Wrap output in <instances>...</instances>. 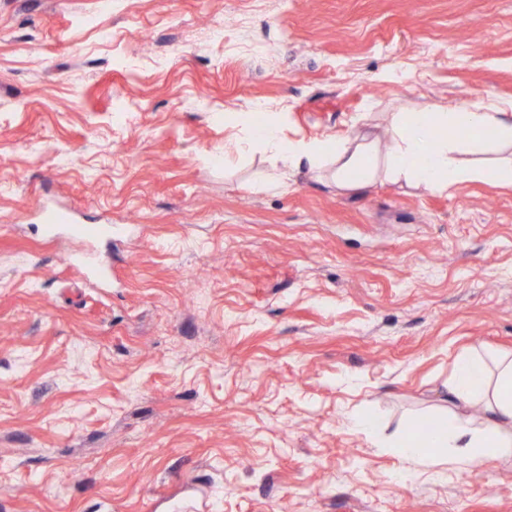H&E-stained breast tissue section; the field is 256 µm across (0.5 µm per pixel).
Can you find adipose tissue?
I'll return each instance as SVG.
<instances>
[{"instance_id": "ef3b65f1", "label": "adipose tissue", "mask_w": 512, "mask_h": 512, "mask_svg": "<svg viewBox=\"0 0 512 512\" xmlns=\"http://www.w3.org/2000/svg\"><path fill=\"white\" fill-rule=\"evenodd\" d=\"M388 151L363 119H356L349 135L341 138L283 139L276 112L265 110L261 128L246 130L236 150L255 147L270 156L272 172L263 182L268 191H287L301 167L326 173L343 192L368 188L378 180L406 182L429 191L444 192L468 180H493L512 184V102L487 100L479 107L439 100L416 111L394 109L387 115ZM448 128L466 129L474 145L502 150L490 164L474 165L459 159L461 145L445 137ZM454 406L441 415L438 426L420 441L396 438L393 446L405 460L429 455L431 464L449 456L465 459L472 467L485 461L512 457V357H500L495 366L478 354L462 357L447 387ZM482 405L481 421L469 409Z\"/></svg>"}]
</instances>
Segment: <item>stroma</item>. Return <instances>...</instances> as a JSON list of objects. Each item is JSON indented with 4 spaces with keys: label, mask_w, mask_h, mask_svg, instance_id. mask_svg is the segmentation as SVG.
<instances>
[{
    "label": "stroma",
    "mask_w": 512,
    "mask_h": 512,
    "mask_svg": "<svg viewBox=\"0 0 512 512\" xmlns=\"http://www.w3.org/2000/svg\"><path fill=\"white\" fill-rule=\"evenodd\" d=\"M101 2L0 0V512H512V458L391 446L461 356L512 354V185L224 160L263 106L314 139L512 99V0ZM209 495L206 490L196 488L194 491L173 504V512H205L209 507Z\"/></svg>",
    "instance_id": "stroma-1"
}]
</instances>
